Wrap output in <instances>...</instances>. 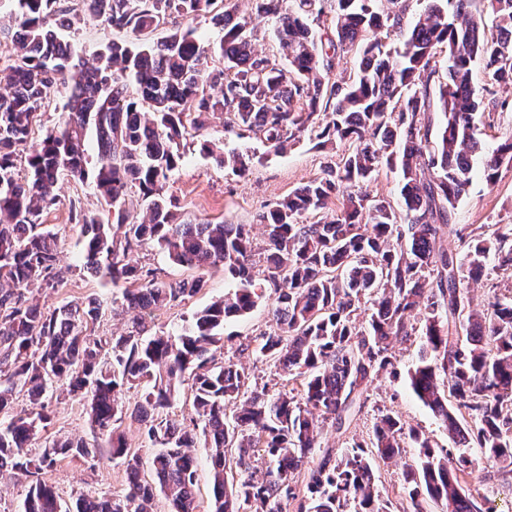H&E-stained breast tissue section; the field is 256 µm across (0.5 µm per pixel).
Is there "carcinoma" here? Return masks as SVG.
<instances>
[{
  "instance_id": "obj_1",
  "label": "carcinoma",
  "mask_w": 512,
  "mask_h": 512,
  "mask_svg": "<svg viewBox=\"0 0 512 512\" xmlns=\"http://www.w3.org/2000/svg\"><path fill=\"white\" fill-rule=\"evenodd\" d=\"M251 2L271 21L288 66L258 48L247 18L234 19L236 0H14L0 18V31L10 34L0 65L9 89L0 93V475L29 478L18 512H151L157 492L172 512H196L189 448L201 436L210 448L212 512H278L281 498L298 502L297 512H345L351 500L357 512H388L374 490V461L400 455L408 441L419 459L404 473L409 512H423L427 499L444 512H495L480 508L464 483L480 463L512 473V294L482 314L470 310L469 294L487 277L488 259L512 270V227L472 238L464 262L443 237L474 166L492 183L512 163V137L489 150L477 126L478 115L509 102L492 89L479 96L472 82L480 63L492 85L512 87V0H487L496 21L490 34L470 0H426L415 12L412 0H335L324 44L316 28L327 0ZM87 14L140 39L114 40L85 59L61 31ZM174 14L208 16L224 35L216 46L192 27L150 40ZM391 35L403 38L402 48L389 46ZM350 51L360 58L355 75L333 78L338 53ZM59 84L69 89L64 116L36 139ZM216 114L224 130L276 152L304 133L342 148L321 176L258 215L260 245L248 224L178 222L167 194L187 129L202 135ZM199 149L239 174L248 169L247 154L217 151L207 139ZM384 166L400 173L395 204L364 189ZM66 177L91 178L108 207L104 220L74 199L70 221L81 228L82 268L120 289L127 308L149 314L183 302L218 266L237 288L176 336H147L142 322L121 336L89 334L103 315L95 298L40 305L30 287L64 279L57 236L40 217L57 204ZM134 196L144 205L139 215L127 207ZM148 243L197 276L172 283L140 263L135 252ZM257 255L266 263L260 281ZM269 288L272 324L255 352L299 383L294 393L258 389L247 367L216 358L226 319L250 313ZM417 331L410 386L454 445L481 449L480 459L434 447L390 413L369 441L314 458L324 424L342 426L391 365L392 341ZM187 373L195 417L183 425L168 410ZM54 394L86 402L93 439L54 440L35 459L29 446L51 423L45 400ZM20 395L29 408L12 415ZM126 417L139 420L157 448L152 483L142 482L143 459L119 431ZM59 456L121 460L127 491L81 493L67 503L44 478Z\"/></svg>"
}]
</instances>
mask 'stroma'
Listing matches in <instances>:
<instances>
[{
    "mask_svg": "<svg viewBox=\"0 0 512 512\" xmlns=\"http://www.w3.org/2000/svg\"><path fill=\"white\" fill-rule=\"evenodd\" d=\"M206 137L224 150L235 148L249 154L250 167L240 175L217 165L213 158L200 153L198 148H186L185 158L167 187L168 193L178 201V213L184 222L256 223L265 206L319 176L327 163L339 159L338 150L319 149L306 135L287 152H274L260 140H240L225 133L224 122L218 118L213 119ZM59 195L58 204L42 214L41 222L56 232L60 264L66 267L67 273L62 287L36 290L34 299L52 307L96 297L108 306L95 327L96 334L108 336L131 330L132 314L111 306L112 300L120 297V290L77 268L79 228L69 219V203L77 199L84 208L101 209L102 204L92 183L64 182ZM452 222L456 231L446 236L445 244L449 251L461 256L468 250L467 233L478 226L512 225V165L501 168L492 184L486 183L482 174H474L470 191L458 202ZM235 287V281L225 275L223 268L211 269L206 288L184 302L153 311L146 319L147 325L151 333L176 335L197 311L225 293L234 291ZM273 302V295H266L248 315L225 322L224 355L248 367L259 383L278 390L284 379L276 374L273 365L256 357L252 351L237 349L239 343L268 330L271 324L269 310ZM420 344L421 338L417 335L394 344L392 367L373 381L361 400L360 408L355 409L343 426L330 424L325 427L322 435L324 445L338 451L351 447L354 442L369 438L380 415L391 412L400 417L406 427L429 437L435 447H451L447 432L431 411L415 398L409 387L407 370L415 363ZM48 408L52 412V423L33 441L32 454H40L46 442L59 437L91 439L90 422L83 401L52 398L48 401ZM417 462L416 451L411 447L401 457L376 461L375 489L380 499L388 503L391 512H405L407 501L403 492V474ZM45 477L66 501L82 491L120 496L127 485L125 468L117 460L84 462L60 457L47 469ZM466 489L476 499L494 501L499 512H512V474L505 476L496 469L481 467L468 476Z\"/></svg>",
    "mask_w": 512,
    "mask_h": 512,
    "instance_id": "1",
    "label": "stroma"
}]
</instances>
